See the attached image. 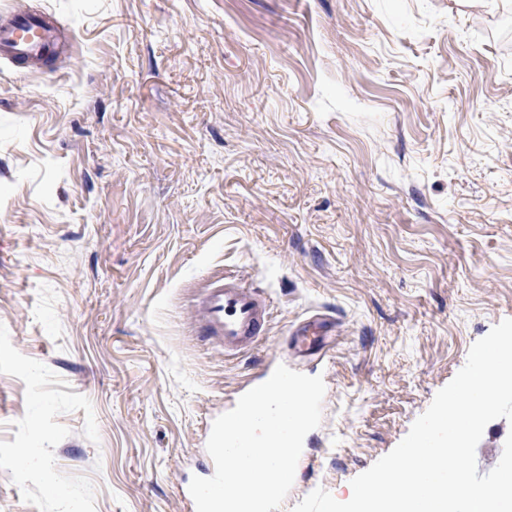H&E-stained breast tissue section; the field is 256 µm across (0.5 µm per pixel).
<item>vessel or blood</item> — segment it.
Masks as SVG:
<instances>
[{
    "label": "vessel or blood",
    "mask_w": 512,
    "mask_h": 512,
    "mask_svg": "<svg viewBox=\"0 0 512 512\" xmlns=\"http://www.w3.org/2000/svg\"><path fill=\"white\" fill-rule=\"evenodd\" d=\"M74 32L49 11L31 13L0 5V63L40 73L70 51ZM271 301L265 292L248 286L238 275L209 278L191 307V320L202 340L236 355L255 348L269 327ZM330 331L326 319H307L291 344L298 358L325 353Z\"/></svg>",
    "instance_id": "obj_1"
}]
</instances>
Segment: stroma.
<instances>
[{
  "instance_id": "stroma-1",
  "label": "stroma",
  "mask_w": 512,
  "mask_h": 512,
  "mask_svg": "<svg viewBox=\"0 0 512 512\" xmlns=\"http://www.w3.org/2000/svg\"><path fill=\"white\" fill-rule=\"evenodd\" d=\"M41 2L75 51L0 65V512H185L272 361L326 387L279 512L344 500L512 318V6ZM219 270L272 301L231 360L188 313ZM327 322L322 317L313 316L294 333L291 344L298 358L325 355L326 340L332 332L328 329Z\"/></svg>"
}]
</instances>
